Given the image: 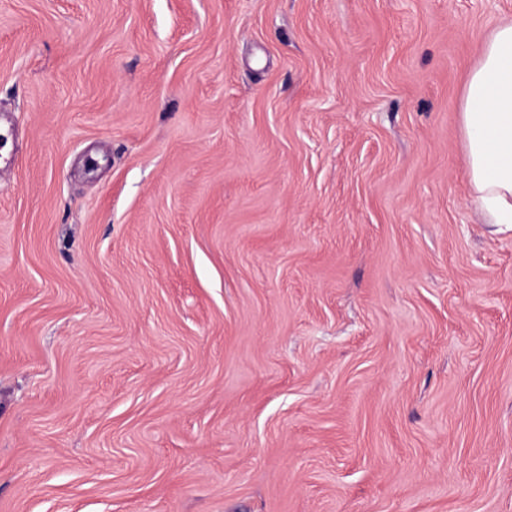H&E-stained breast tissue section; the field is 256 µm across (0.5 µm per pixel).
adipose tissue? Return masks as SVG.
Returning a JSON list of instances; mask_svg holds the SVG:
<instances>
[{
  "instance_id": "ef3b65f1",
  "label": "adipose tissue",
  "mask_w": 512,
  "mask_h": 512,
  "mask_svg": "<svg viewBox=\"0 0 512 512\" xmlns=\"http://www.w3.org/2000/svg\"><path fill=\"white\" fill-rule=\"evenodd\" d=\"M461 128L479 220L512 225V21L491 31L469 72Z\"/></svg>"
}]
</instances>
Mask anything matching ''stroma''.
Listing matches in <instances>:
<instances>
[{
  "label": "stroma",
  "instance_id": "stroma-1",
  "mask_svg": "<svg viewBox=\"0 0 512 512\" xmlns=\"http://www.w3.org/2000/svg\"><path fill=\"white\" fill-rule=\"evenodd\" d=\"M509 18L0 0V512H512ZM460 113L477 216L481 224L512 225V21L500 23L485 39Z\"/></svg>",
  "mask_w": 512,
  "mask_h": 512
}]
</instances>
